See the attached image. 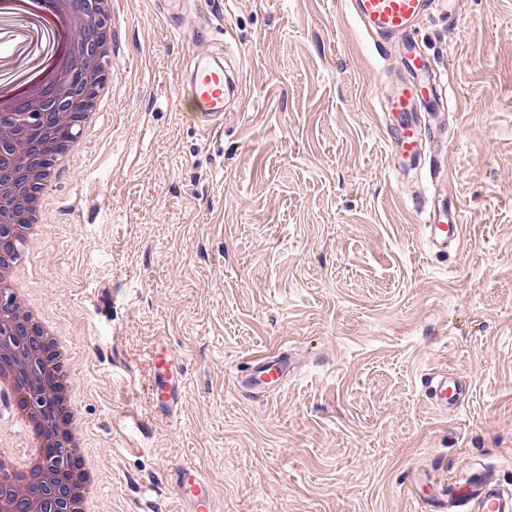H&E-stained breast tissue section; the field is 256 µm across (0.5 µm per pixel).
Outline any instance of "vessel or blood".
I'll list each match as a JSON object with an SVG mask.
<instances>
[{
    "label": "vessel or blood",
    "instance_id": "b4317fda",
    "mask_svg": "<svg viewBox=\"0 0 512 512\" xmlns=\"http://www.w3.org/2000/svg\"><path fill=\"white\" fill-rule=\"evenodd\" d=\"M437 0H344V6L363 28L385 43L393 37L416 30L418 24L436 7ZM403 65L408 72L378 102L382 125L395 172L417 168L423 157V136L417 113L428 108L434 123H441V94L434 78L435 67L428 54L416 43L404 47ZM194 105L200 129L207 134L224 126V102L240 99L242 70L225 71L223 57L193 59L191 68L178 82ZM416 207L426 215L424 238L436 252L459 249L464 241V226L456 205L440 206L417 199ZM297 363L292 354L276 350L247 358L238 365L234 380L249 393L271 394L296 376ZM185 385L183 359L163 343H155L151 354L149 403L153 412L178 419ZM427 402L439 413L461 408L467 398L466 383L442 368H433L421 377ZM161 486L171 493L176 512H219L210 482L192 464L172 465L162 476ZM439 498L422 496L420 512H464L472 505L482 512H512V499L500 489L478 477L466 485H442Z\"/></svg>",
    "mask_w": 512,
    "mask_h": 512
}]
</instances>
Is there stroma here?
<instances>
[{
    "label": "stroma",
    "instance_id": "obj_1",
    "mask_svg": "<svg viewBox=\"0 0 512 512\" xmlns=\"http://www.w3.org/2000/svg\"><path fill=\"white\" fill-rule=\"evenodd\" d=\"M116 92L60 174L29 277L73 344L100 512H138L171 464L222 512H413L447 468L512 488V0H461L416 41L458 116L428 149L449 179L393 173L374 101L402 75L339 0H228L195 52L245 61L247 105L203 137L156 0H113ZM455 196L462 249L429 253L414 203ZM186 363L178 421L151 413L149 355ZM299 378L237 390L279 347ZM470 384L442 415L424 369Z\"/></svg>",
    "mask_w": 512,
    "mask_h": 512
}]
</instances>
